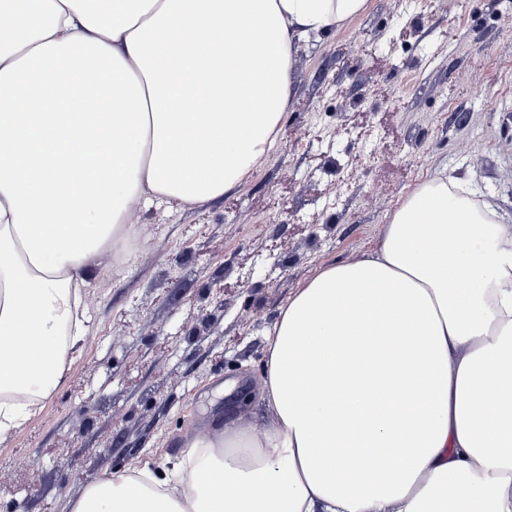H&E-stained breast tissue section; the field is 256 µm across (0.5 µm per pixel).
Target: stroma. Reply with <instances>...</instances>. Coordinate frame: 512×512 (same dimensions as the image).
Segmentation results:
<instances>
[{"mask_svg": "<svg viewBox=\"0 0 512 512\" xmlns=\"http://www.w3.org/2000/svg\"><path fill=\"white\" fill-rule=\"evenodd\" d=\"M280 145L249 183L136 212L89 272L87 336L42 411L0 439V512H72L105 475L177 472L209 403L264 425L266 334L322 265L378 244L446 172L512 224V0H368L295 55Z\"/></svg>", "mask_w": 512, "mask_h": 512, "instance_id": "stroma-1", "label": "stroma"}]
</instances>
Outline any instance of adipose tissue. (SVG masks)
Wrapping results in <instances>:
<instances>
[{
    "instance_id": "adipose-tissue-1",
    "label": "adipose tissue",
    "mask_w": 512,
    "mask_h": 512,
    "mask_svg": "<svg viewBox=\"0 0 512 512\" xmlns=\"http://www.w3.org/2000/svg\"><path fill=\"white\" fill-rule=\"evenodd\" d=\"M365 9L0 0L1 438L63 379L129 213L242 186L278 148L297 50ZM267 348L264 428L214 413L176 475L110 474L73 512H512V225L491 204L419 183Z\"/></svg>"
}]
</instances>
